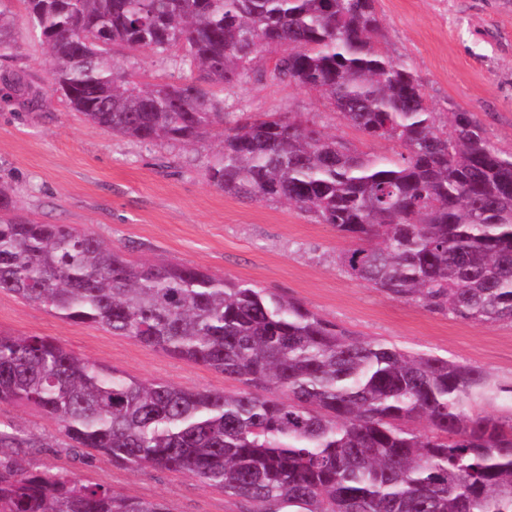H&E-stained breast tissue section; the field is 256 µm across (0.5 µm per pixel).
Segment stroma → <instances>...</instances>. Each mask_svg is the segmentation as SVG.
I'll use <instances>...</instances> for the list:
<instances>
[{
	"label": "stroma",
	"mask_w": 512,
	"mask_h": 512,
	"mask_svg": "<svg viewBox=\"0 0 512 512\" xmlns=\"http://www.w3.org/2000/svg\"><path fill=\"white\" fill-rule=\"evenodd\" d=\"M379 44L407 61L436 111L473 113L491 143L512 153V0H377ZM118 66L140 83L189 79L150 52H123ZM235 111L299 112L349 145L373 153L318 93L272 80L218 88ZM215 143L188 148L143 144L89 123L51 89L39 41L18 29L0 52V183L13 189L14 213L38 224L89 230L136 263L171 262L290 296L361 337L412 353L479 367L512 383V323L477 324L432 313L360 284L336 263L350 239L278 202L249 201L209 186L205 157ZM0 332L45 336L79 357L138 379L186 388L241 390L218 371L151 350L93 325L61 320L0 293ZM0 428L40 440L17 457L26 469H63L128 497L159 498L172 512H240L220 491L167 470L120 467L102 454L69 448L59 425L33 406L0 405Z\"/></svg>",
	"instance_id": "1"
}]
</instances>
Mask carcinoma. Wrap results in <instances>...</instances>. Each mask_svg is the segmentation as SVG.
<instances>
[{
	"label": "carcinoma",
	"mask_w": 512,
	"mask_h": 512,
	"mask_svg": "<svg viewBox=\"0 0 512 512\" xmlns=\"http://www.w3.org/2000/svg\"><path fill=\"white\" fill-rule=\"evenodd\" d=\"M54 89L104 131L202 147L209 185L279 201L354 244L356 281L464 322L512 323V154L470 112L435 111L379 46L376 0H21ZM0 11V51L15 42ZM176 47L190 82L141 85L115 54ZM318 93L390 154L296 113L220 112L214 86ZM0 184V292L224 373L235 393L131 378L42 336L0 333V404L54 419L72 448L182 473L242 512H512V385L355 336L299 300L179 263H133L91 231L13 215ZM0 429V512H172L62 471L22 468Z\"/></svg>",
	"instance_id": "1"
}]
</instances>
